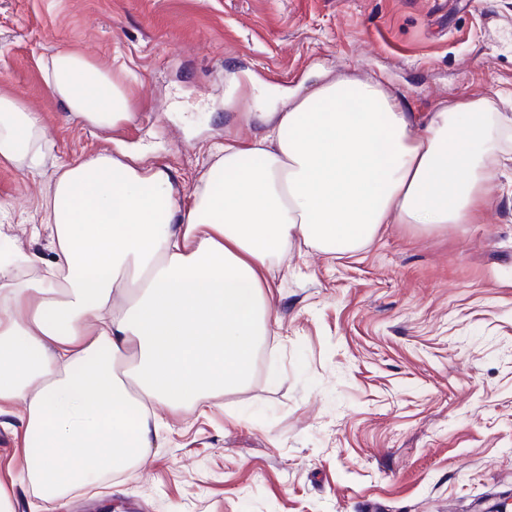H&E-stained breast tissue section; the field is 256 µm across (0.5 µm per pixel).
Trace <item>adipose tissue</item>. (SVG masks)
<instances>
[{
    "instance_id": "1",
    "label": "adipose tissue",
    "mask_w": 512,
    "mask_h": 512,
    "mask_svg": "<svg viewBox=\"0 0 512 512\" xmlns=\"http://www.w3.org/2000/svg\"><path fill=\"white\" fill-rule=\"evenodd\" d=\"M42 71L65 111L100 128L132 120V87L111 66L62 51ZM260 118L265 135L221 147L223 184L186 197L166 167L80 160L47 195V276L16 280L0 257V413L25 406L21 477L42 501L127 469L151 445L149 404L202 407L247 382L273 317L264 271L294 238L342 253L383 224L472 223L512 142L481 98L415 132L375 76ZM44 156L38 113L0 94V160L35 169Z\"/></svg>"
}]
</instances>
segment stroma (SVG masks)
<instances>
[{
	"instance_id": "1",
	"label": "stroma",
	"mask_w": 512,
	"mask_h": 512,
	"mask_svg": "<svg viewBox=\"0 0 512 512\" xmlns=\"http://www.w3.org/2000/svg\"><path fill=\"white\" fill-rule=\"evenodd\" d=\"M60 51L132 70L133 120L64 112L40 70ZM365 74L415 122L481 95L512 126V0H0V93L38 112L48 153L0 163V251L52 260L42 194L63 167L107 151L189 193L221 174L212 146L259 134L250 113ZM488 198L472 224L290 249L247 383L203 411L152 405L153 445L53 512H512V147ZM24 446L0 414L12 512L39 505Z\"/></svg>"
}]
</instances>
